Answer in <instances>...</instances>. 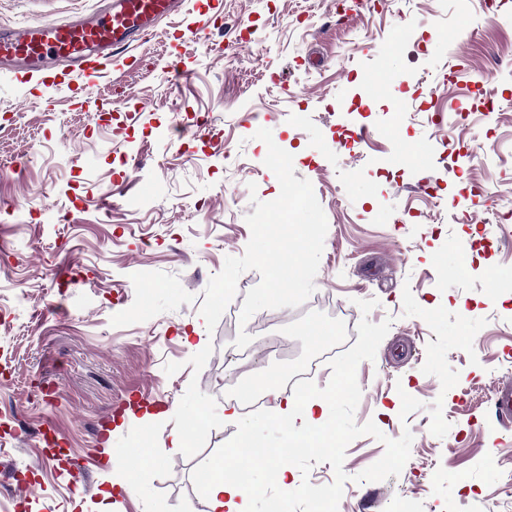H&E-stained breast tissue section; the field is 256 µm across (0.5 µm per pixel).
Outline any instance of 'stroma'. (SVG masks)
I'll return each instance as SVG.
<instances>
[{"mask_svg":"<svg viewBox=\"0 0 512 512\" xmlns=\"http://www.w3.org/2000/svg\"><path fill=\"white\" fill-rule=\"evenodd\" d=\"M205 2L113 78L0 72V512H98L107 489L112 512L200 507L192 472L241 397L347 351L364 318L391 323L357 367L355 422L383 437L348 445L338 512H448L469 488L465 512H512L491 400L512 381V0ZM99 6L0 0V27ZM261 128L325 212L315 290L210 329V279L280 194ZM406 430L401 473L356 482Z\"/></svg>","mask_w":512,"mask_h":512,"instance_id":"35a3bbf8","label":"stroma"}]
</instances>
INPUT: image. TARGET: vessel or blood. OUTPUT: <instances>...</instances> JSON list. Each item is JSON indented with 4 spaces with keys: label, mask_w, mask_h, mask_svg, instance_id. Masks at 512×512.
Segmentation results:
<instances>
[{
    "label": "vessel or blood",
    "mask_w": 512,
    "mask_h": 512,
    "mask_svg": "<svg viewBox=\"0 0 512 512\" xmlns=\"http://www.w3.org/2000/svg\"><path fill=\"white\" fill-rule=\"evenodd\" d=\"M175 0H111L105 9L75 21L29 24L0 31V61L17 62L15 78H49L58 61H72L84 77L107 75L120 49L148 34L173 13Z\"/></svg>",
    "instance_id": "obj_1"
}]
</instances>
